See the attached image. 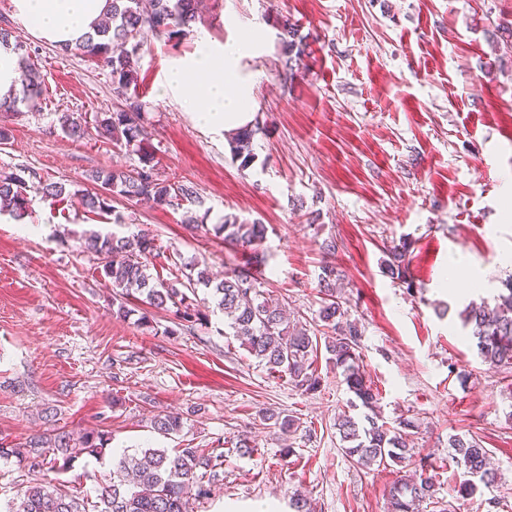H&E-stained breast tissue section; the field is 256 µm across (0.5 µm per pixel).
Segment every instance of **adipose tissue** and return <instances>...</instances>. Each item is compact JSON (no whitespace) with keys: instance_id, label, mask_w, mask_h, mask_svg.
I'll list each match as a JSON object with an SVG mask.
<instances>
[{"instance_id":"obj_1","label":"adipose tissue","mask_w":512,"mask_h":512,"mask_svg":"<svg viewBox=\"0 0 512 512\" xmlns=\"http://www.w3.org/2000/svg\"><path fill=\"white\" fill-rule=\"evenodd\" d=\"M111 0H12L15 13L32 34L53 44H74L101 20ZM264 42L254 30L225 43H202L199 49L176 60L161 85L163 95L186 104L205 131L225 133L250 126L253 114V76L248 59L256 57ZM205 82H197V75Z\"/></svg>"}]
</instances>
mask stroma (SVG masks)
<instances>
[{
	"label": "stroma",
	"instance_id": "stroma-1",
	"mask_svg": "<svg viewBox=\"0 0 512 512\" xmlns=\"http://www.w3.org/2000/svg\"><path fill=\"white\" fill-rule=\"evenodd\" d=\"M279 15L309 36L311 53L294 75L281 65ZM505 19L512 0H205L189 35L136 37V93L159 174L196 184L205 224L234 214L267 225L265 290L287 302L291 321L318 310L320 244L335 238L339 294L364 331L360 363L380 392L383 419H416L411 445L440 466L439 499L463 478L448 462L449 436L472 432L490 449L498 483L456 501L455 512H488L493 497L497 512H512V376L482 361L459 317L470 300L493 299L512 278L504 194L512 178V50H497L503 61L490 73L479 68ZM4 25L26 42L42 93L0 111L11 134L0 145V172L34 174L24 219L0 214V444L60 431H99L108 444L102 458L84 457L61 474L0 459V504L56 477L94 495L113 455L150 446L223 452L221 480L208 498L190 501L191 512H252L265 500L291 512L294 488L315 512H388L400 468L368 473L343 456L334 418L349 395L326 352L315 363L321 392L304 394L226 334L204 287L196 298L205 325L168 335L173 314L138 300L117 317L116 294L84 248L90 232H149L178 262L205 264L216 281L244 256L191 232L180 208L117 199L114 213L97 216L77 199L45 198L41 181H78L92 169L136 166L139 157L97 132L75 141L60 128L62 113L91 122L117 108L109 70L35 38L11 0H0ZM256 25L265 45L247 66L259 130L256 159L242 169L227 138L204 131L162 96L160 83L173 60L201 42L230 41ZM402 237L414 242L411 293L383 271L385 245ZM457 255L469 261L468 276L450 274ZM144 314L150 326L141 325ZM161 412L181 417L180 432L152 430ZM274 413L295 417L297 430L283 435ZM242 435L252 455H240Z\"/></svg>",
	"mask_w": 512,
	"mask_h": 512
}]
</instances>
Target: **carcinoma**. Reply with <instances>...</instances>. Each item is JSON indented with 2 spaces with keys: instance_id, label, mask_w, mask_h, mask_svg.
I'll return each mask as SVG.
<instances>
[{
  "instance_id": "1",
  "label": "carcinoma",
  "mask_w": 512,
  "mask_h": 512,
  "mask_svg": "<svg viewBox=\"0 0 512 512\" xmlns=\"http://www.w3.org/2000/svg\"><path fill=\"white\" fill-rule=\"evenodd\" d=\"M111 21L62 50H79L109 69L112 86L121 99V107L95 117L96 130L119 148L140 153V165L126 169H95L85 175L82 183L49 181L41 185L44 196L63 199L78 198L87 213L101 215L113 211L112 202L148 200L157 207L179 208L185 202L200 203L197 186L184 180L161 179L152 165L153 157L144 152V105L130 89L137 86L139 43L130 40L143 29L167 39L185 36L193 24L201 21L198 0H112ZM279 39L285 58L284 70L293 75L309 55L308 36L300 25L287 16L276 19ZM0 47L18 57L23 92L30 96L41 91V77L30 59L26 45L13 31L0 27ZM61 128L74 140L88 133L86 121L74 114L60 118ZM257 129L238 131L229 140L231 152L240 166L248 167L255 158L252 141ZM26 171L0 174V212L22 218L27 212L24 195ZM187 221L195 230L224 240V244L247 254L236 268L224 272L218 283L198 263H178L169 250L155 242L154 236L142 231L128 237L92 233L86 249L100 260L101 272L121 294L143 296L155 308L170 311L179 327L203 324L206 314L191 298L196 286L212 287L218 308L224 312L229 327L242 341L250 356L273 372H284L294 387L305 394L321 390L322 378L313 369L318 354L317 334L325 335L327 360L341 371L349 398L348 409L338 413L335 421L340 448L352 463L369 468L390 462L413 466L410 478H402L390 491L393 512H421L425 503L437 499L434 467L426 459L414 458L409 437L415 423L402 418L388 425L378 412L379 391L360 369L363 331L348 319V311L336 294L342 271L328 262L319 279L320 308L309 326H297L286 318L280 305L265 297L260 265L265 257L262 245L267 226L261 221L242 220L226 215L220 224L209 228L197 215ZM411 243L402 238L386 246L384 273L398 281L407 291L414 288L406 277V258ZM172 268L171 279L152 276L149 267ZM470 327L478 355L491 367L512 372V278L503 284L495 304L470 302L462 312ZM362 410L354 418L352 410ZM154 429L163 435L180 431L179 416L158 414ZM449 457L464 469L467 479L454 486L456 496L465 499L484 485L494 484L497 472L489 467V449L474 436L452 435L448 438ZM62 456L68 469L84 455L97 457L106 450V439L95 432L79 436L61 432L35 436L25 443L0 448V457H14L29 471L42 470L47 452ZM116 477L102 481L96 489L93 512H186L191 497H206L212 483L224 468V454L208 448H177L170 454L165 449L145 448L134 454L124 453L114 463ZM7 512H88L87 501L59 483L28 486Z\"/></svg>"
}]
</instances>
